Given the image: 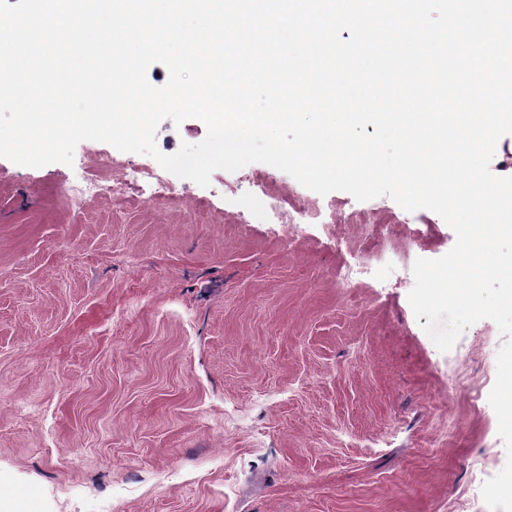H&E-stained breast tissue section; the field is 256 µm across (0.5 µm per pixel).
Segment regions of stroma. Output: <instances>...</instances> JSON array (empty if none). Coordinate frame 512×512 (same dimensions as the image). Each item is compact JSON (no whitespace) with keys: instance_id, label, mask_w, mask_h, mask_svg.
<instances>
[{"instance_id":"35a3bbf8","label":"stroma","mask_w":512,"mask_h":512,"mask_svg":"<svg viewBox=\"0 0 512 512\" xmlns=\"http://www.w3.org/2000/svg\"><path fill=\"white\" fill-rule=\"evenodd\" d=\"M160 122L157 149L201 142ZM0 158V512H489L472 476L507 462L487 398L448 394V357L482 378L496 323L437 349L391 279L340 282L385 252L456 242L390 197L318 194L264 163L66 200L77 163ZM304 223L263 224L255 178ZM460 429L449 433V419Z\"/></svg>"}]
</instances>
